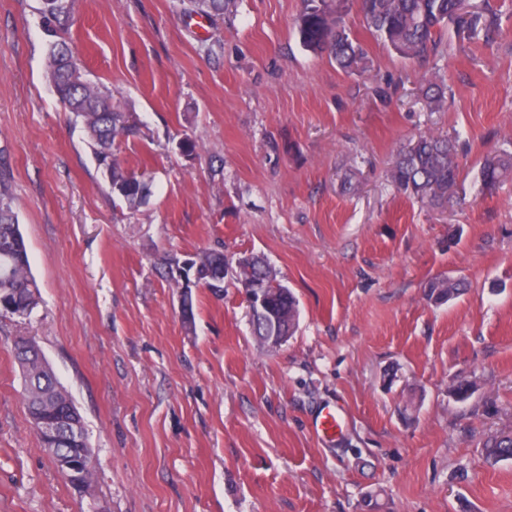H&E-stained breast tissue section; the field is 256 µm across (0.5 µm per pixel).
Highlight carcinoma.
I'll list each match as a JSON object with an SVG mask.
<instances>
[{
    "instance_id": "obj_1",
    "label": "carcinoma",
    "mask_w": 512,
    "mask_h": 512,
    "mask_svg": "<svg viewBox=\"0 0 512 512\" xmlns=\"http://www.w3.org/2000/svg\"><path fill=\"white\" fill-rule=\"evenodd\" d=\"M40 18L48 36L47 77L59 100L69 105V112L79 119L94 159L107 177L112 194L123 200L127 208L137 210L149 202L150 184L142 174L123 170L116 162L112 148L116 140L137 131L136 120L112 99V93L89 80L71 48L57 36L71 23L69 0H40ZM190 7L203 15L222 17L232 0H189ZM367 26L376 39L385 43L401 58L419 62L437 49L441 30L449 24L465 27L476 35L478 24L486 34L495 31L496 18L465 19V0H360ZM350 0H305L296 19L302 45L309 51L327 55L336 67L348 75L368 72L373 64L359 39L351 35L346 23ZM422 98L432 111L447 108L446 87L438 81H427ZM462 168L456 141L444 136L424 134L401 147L391 170V183L401 193L419 199L441 202L448 189L457 185ZM512 176V152L505 150L487 155L476 174L483 193H493ZM204 271L203 281L214 295H221L227 262L224 252L203 250L191 257ZM232 275L247 286L258 280L269 285L266 298L270 315L276 324L260 323L256 336L293 334L296 328L297 300L288 287L276 278L271 266L258 256L236 266ZM431 298L437 303L458 297L466 288L461 279H436L428 284ZM40 304L38 286L33 278L24 237L19 227L8 180L0 176V314L20 317ZM14 356L24 379L23 399L32 427L37 419L50 417L66 430L72 421H83L68 393L58 384L49 364L33 336L18 335L13 340ZM53 461L72 453L74 445L59 440L40 438ZM492 462L512 459V432L502 434L485 446Z\"/></svg>"
}]
</instances>
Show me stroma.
Returning <instances> with one entry per match:
<instances>
[{
  "label": "stroma",
  "mask_w": 512,
  "mask_h": 512,
  "mask_svg": "<svg viewBox=\"0 0 512 512\" xmlns=\"http://www.w3.org/2000/svg\"><path fill=\"white\" fill-rule=\"evenodd\" d=\"M494 3L491 42L460 53L445 29L425 69L351 7L374 65L349 76L301 45L303 0H234L201 31L185 0H71L66 41L139 119L115 146L151 181L133 212L48 82L39 0H0V149L41 295L30 319L0 317V512H512V459L483 456L512 431V180L490 195L475 180L487 152L512 150V0ZM426 72L447 111L426 109ZM421 133L467 152L440 206L390 183ZM216 246L263 256L296 296L280 347L253 336L230 275L222 296L192 289L185 326L156 263ZM446 277L470 290L435 303ZM21 333L84 418L88 493L29 422ZM331 403L347 426L330 444L310 420Z\"/></svg>",
  "instance_id": "1"
}]
</instances>
